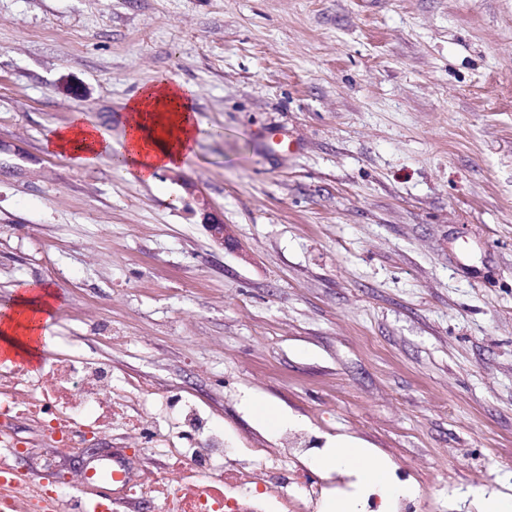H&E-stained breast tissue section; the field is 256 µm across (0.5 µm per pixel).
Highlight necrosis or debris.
Returning a JSON list of instances; mask_svg holds the SVG:
<instances>
[{"instance_id":"1","label":"necrosis or debris","mask_w":512,"mask_h":512,"mask_svg":"<svg viewBox=\"0 0 512 512\" xmlns=\"http://www.w3.org/2000/svg\"><path fill=\"white\" fill-rule=\"evenodd\" d=\"M124 385L128 393L149 397L161 424L150 425L126 397H116L111 364L63 354L52 357L44 372L0 366V512H58L64 502L71 512H128L138 500L153 503L156 512H320L331 487L309 471L300 450L231 455L223 429L194 403L183 402L173 413L167 395L153 391L147 379L132 377ZM19 419L37 429L43 447L62 456L92 438L111 447L118 429L125 447L151 445L161 449L165 463L135 472L117 462L108 495L95 492L84 470L64 483L37 485L14 464L30 448L15 436Z\"/></svg>"}]
</instances>
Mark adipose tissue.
I'll return each mask as SVG.
<instances>
[{
    "instance_id": "adipose-tissue-1",
    "label": "adipose tissue",
    "mask_w": 512,
    "mask_h": 512,
    "mask_svg": "<svg viewBox=\"0 0 512 512\" xmlns=\"http://www.w3.org/2000/svg\"><path fill=\"white\" fill-rule=\"evenodd\" d=\"M194 88L165 81L145 87L128 107L130 112L122 152L130 175L153 181L155 173L182 165L191 155L199 136L193 103ZM47 145L54 153L79 166L93 164L112 153V142L102 128L74 120L56 128ZM52 293L43 286L19 285L12 315L0 319V352L36 355L48 344L46 326L53 311ZM319 468H352L360 483L377 485L397 496L387 480V465L366 449L340 442L317 461Z\"/></svg>"
}]
</instances>
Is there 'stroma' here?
I'll list each match as a JSON object with an SVG mask.
<instances>
[{"instance_id":"stroma-1","label":"stroma","mask_w":512,"mask_h":512,"mask_svg":"<svg viewBox=\"0 0 512 512\" xmlns=\"http://www.w3.org/2000/svg\"><path fill=\"white\" fill-rule=\"evenodd\" d=\"M159 80L196 90L185 165L47 149L78 115L122 145ZM23 283L51 353L236 452L348 437L438 512L512 497V0H0V300ZM252 410L256 418L273 428H279L281 424L288 420V417L275 404L267 400L253 398Z\"/></svg>"}]
</instances>
